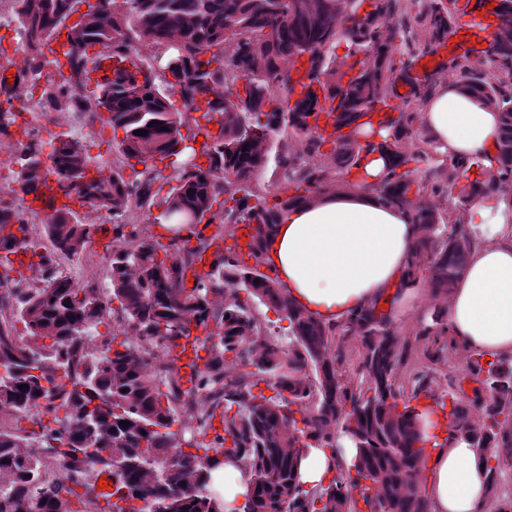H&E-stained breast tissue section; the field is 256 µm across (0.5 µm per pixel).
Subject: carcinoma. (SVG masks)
Wrapping results in <instances>:
<instances>
[{"mask_svg": "<svg viewBox=\"0 0 512 512\" xmlns=\"http://www.w3.org/2000/svg\"><path fill=\"white\" fill-rule=\"evenodd\" d=\"M85 2L16 0L23 66L11 83L0 75V135L20 144L17 187L0 196V412L10 416L0 427V512H83L92 496L105 502L101 512H219L203 474L221 457L245 467L247 512H429L418 486L420 424L438 409L448 437H467L489 460L512 458L511 357L470 362L471 375L487 373L471 400L438 395L424 374L406 394L397 374L409 349L390 313L373 306L329 324L258 272L289 206L351 185L383 150L391 166L375 191L418 226L401 287L426 283L448 294L474 238L461 218L446 224L437 202L454 198L461 215L477 192L496 190L512 209V10H493L497 44L451 59L462 75L457 89L502 115L496 155L464 164L432 160L409 111L434 88L408 74L414 27L428 30L434 54L460 17L441 0L404 9L372 0L348 28L336 20L364 0H97L82 13ZM381 18L390 22L385 32ZM137 43L171 50L161 65L170 76L153 77L134 55ZM342 43L344 70L335 63ZM298 62L300 93L291 76ZM486 63L491 80L478 72ZM49 71L62 81L45 79ZM21 83L26 99L14 92ZM36 109L94 119L107 112V125L123 133L122 159L95 161L64 132L34 137L26 115ZM365 126L388 138L360 140ZM286 130L303 154L271 155L273 135ZM47 146L49 166L40 160ZM271 162L277 191L263 194L254 177ZM28 195L41 202L47 246L20 216ZM153 207L166 221L195 212L204 230L164 243L132 220H104ZM226 223L245 230L246 246L235 233L226 244ZM95 244L112 254L105 300L95 282L75 284L57 269ZM256 302L288 321V335H272ZM107 321V350L93 358L84 336ZM432 321L419 335L430 337L426 357L439 364L449 348L442 311ZM353 333L362 346L357 384L337 368L341 341ZM197 406L187 438L180 410ZM340 425L356 462L338 464L327 486L304 490L302 449L335 453ZM49 461L61 472L54 484L43 478ZM90 471L109 475L112 492L86 481Z\"/></svg>", "mask_w": 512, "mask_h": 512, "instance_id": "1", "label": "carcinoma"}]
</instances>
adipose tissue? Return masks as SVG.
I'll return each mask as SVG.
<instances>
[{
    "mask_svg": "<svg viewBox=\"0 0 512 512\" xmlns=\"http://www.w3.org/2000/svg\"><path fill=\"white\" fill-rule=\"evenodd\" d=\"M423 136L461 162L494 154L501 118L479 99L440 80L417 115ZM484 228L443 308L453 345L490 358L512 356V215L495 194L475 197L466 214ZM418 235L400 210L383 205L368 185L297 205L275 225L264 266L305 311L328 322L390 302ZM430 512H493L485 453L458 436L429 449L422 467ZM211 487L235 512L248 506L241 464L211 471Z\"/></svg>",
    "mask_w": 512,
    "mask_h": 512,
    "instance_id": "1",
    "label": "adipose tissue"
}]
</instances>
